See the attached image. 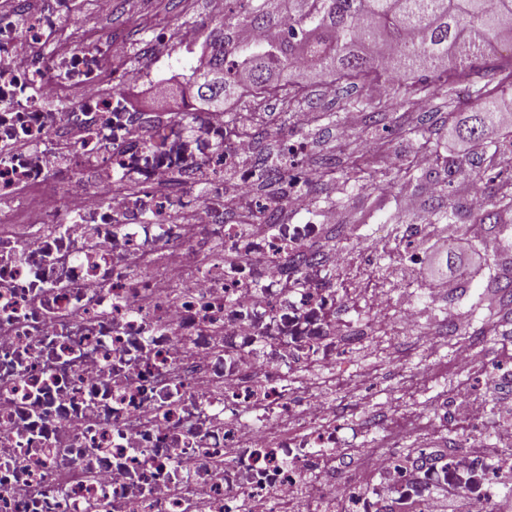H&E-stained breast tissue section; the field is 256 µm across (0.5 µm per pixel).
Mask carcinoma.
Instances as JSON below:
<instances>
[{"label":"carcinoma","mask_w":512,"mask_h":512,"mask_svg":"<svg viewBox=\"0 0 512 512\" xmlns=\"http://www.w3.org/2000/svg\"><path fill=\"white\" fill-rule=\"evenodd\" d=\"M243 28L266 33L260 43L238 39ZM207 65L192 70L197 95L217 109L244 98L256 103L284 95L281 76L314 73L338 87L374 92L389 83L403 107L448 92V111L469 108L458 136L471 146L467 157H446L443 187L461 179L482 182L495 158L512 154V123L498 124L505 98L487 81L476 84L470 71L489 60L484 52H511L493 70L512 81V0H225L224 15L214 20L207 42ZM498 127L494 140L489 128ZM415 166L400 168L392 182L428 178ZM498 183L485 206L472 213L475 224H497L512 209V174ZM427 224H451L455 204L439 196L423 209Z\"/></svg>","instance_id":"cac0c4a2"}]
</instances>
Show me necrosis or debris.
<instances>
[{"mask_svg": "<svg viewBox=\"0 0 512 512\" xmlns=\"http://www.w3.org/2000/svg\"><path fill=\"white\" fill-rule=\"evenodd\" d=\"M79 5L0 8V512L493 503L512 413L488 422L476 394L441 390L406 440L373 417L377 446L357 445L369 376L337 369L434 336L409 285L374 281L376 255L320 248L350 237L306 192L322 174L269 175L215 113L134 110L124 87L178 73L195 35L153 28L162 54L116 72L109 41L64 40Z\"/></svg>", "mask_w": 512, "mask_h": 512, "instance_id": "necrosis-or-debris-1", "label": "necrosis or debris"}]
</instances>
